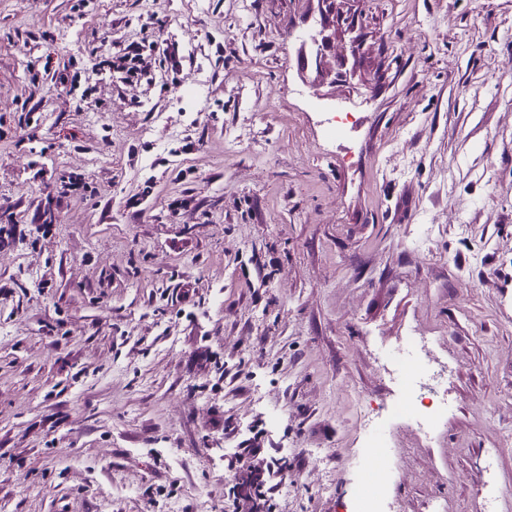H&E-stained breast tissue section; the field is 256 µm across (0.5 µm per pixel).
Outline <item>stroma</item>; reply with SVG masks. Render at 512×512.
<instances>
[{
    "mask_svg": "<svg viewBox=\"0 0 512 512\" xmlns=\"http://www.w3.org/2000/svg\"><path fill=\"white\" fill-rule=\"evenodd\" d=\"M77 2L0 0V512H355L409 336L382 512H512V0ZM410 343L416 356L407 357L397 349L386 355L385 362L398 372L404 382L405 390L397 404L398 413L408 415L427 433L439 420L448 416V398L443 397L448 390V370H436L424 364L422 352L428 346L422 342ZM415 392L420 393V399L414 398Z\"/></svg>",
    "mask_w": 512,
    "mask_h": 512,
    "instance_id": "obj_1",
    "label": "stroma"
}]
</instances>
